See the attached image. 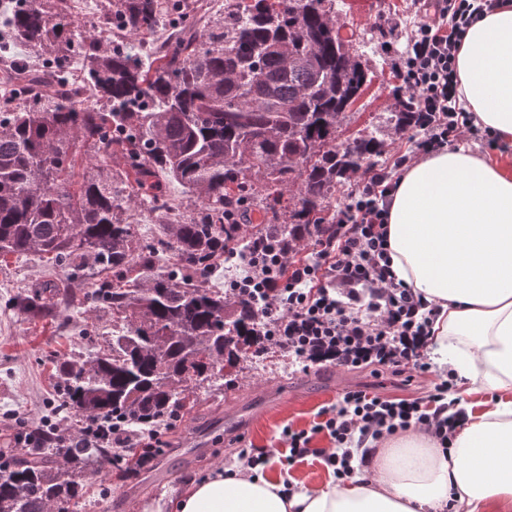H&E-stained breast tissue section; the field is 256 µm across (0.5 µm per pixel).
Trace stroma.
I'll use <instances>...</instances> for the list:
<instances>
[{"instance_id":"obj_1","label":"stroma","mask_w":512,"mask_h":512,"mask_svg":"<svg viewBox=\"0 0 512 512\" xmlns=\"http://www.w3.org/2000/svg\"><path fill=\"white\" fill-rule=\"evenodd\" d=\"M393 20L411 26L414 15L408 0H344L338 22L345 28L366 30L370 42L357 47L359 60L371 82L355 103L347 123L339 131L347 138L396 106V81L391 69L392 55L383 43L375 21ZM68 271L37 253L0 260V449L22 454L25 446L18 435L50 423L78 433L81 417L57 412L59 398L56 367L65 356L87 357L112 339V313L86 301L81 288H74L69 301L60 303L53 315L30 320L12 310L14 295L49 281L65 279ZM438 378L437 373L416 374L412 383L380 367L346 370L326 363L301 371L277 353L241 363L232 384L198 397L193 415L176 426L159 425L166 445L162 454L133 477L119 474L105 465L79 478L83 496L71 512H175V503L187 484L199 481L216 468L237 464L239 446L269 450L265 473L282 479L302 480L317 487L333 476L322 455L330 442L324 435L312 441L313 455L296 465H288V444L284 429L302 430L318 422L323 407L334 404L348 390L366 389L388 399L424 397ZM234 408L248 411L249 419L240 430L225 429L226 413ZM205 435L208 451L185 456L184 445L191 436ZM169 471L173 480L159 487L154 483L160 471Z\"/></svg>"}]
</instances>
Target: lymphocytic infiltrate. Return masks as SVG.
<instances>
[{
  "instance_id": "f902f5d3",
  "label": "lymphocytic infiltrate",
  "mask_w": 512,
  "mask_h": 512,
  "mask_svg": "<svg viewBox=\"0 0 512 512\" xmlns=\"http://www.w3.org/2000/svg\"><path fill=\"white\" fill-rule=\"evenodd\" d=\"M500 0H410L412 26L381 25L388 41H404L393 73L416 115L414 148L389 170H369L344 200L333 206L331 231L316 236L314 257L274 236L254 237L240 276L226 292L250 302L268 348L288 355L302 370L331 362L347 369L371 364L397 375L431 368L425 348L435 308L395 283L388 265L387 204L405 166L443 150L461 133L494 146L459 105L455 53L466 28ZM450 378L434 383L425 400H387L363 390L347 391L321 413L312 430H285L288 464L312 455L314 435L334 447L327 461L337 479L351 477L355 449L416 426L447 446L457 415L448 414Z\"/></svg>"
}]
</instances>
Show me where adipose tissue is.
I'll return each mask as SVG.
<instances>
[{"instance_id": "adipose-tissue-1", "label": "adipose tissue", "mask_w": 512, "mask_h": 512, "mask_svg": "<svg viewBox=\"0 0 512 512\" xmlns=\"http://www.w3.org/2000/svg\"><path fill=\"white\" fill-rule=\"evenodd\" d=\"M458 90L503 152L459 146L410 163L388 213L396 280L438 305L432 352L466 407L449 452L420 429L387 441L362 475L283 494L280 479L227 469L190 482L178 512H512V0L471 23Z\"/></svg>"}]
</instances>
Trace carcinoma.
<instances>
[{
  "mask_svg": "<svg viewBox=\"0 0 512 512\" xmlns=\"http://www.w3.org/2000/svg\"><path fill=\"white\" fill-rule=\"evenodd\" d=\"M16 2L9 38L43 65L16 63L0 77V257L51 256L121 319L106 347L60 362L61 405L127 429L189 414L186 390L218 386L263 344L252 305L208 287L225 245L245 234L224 223V207L257 208L259 232L297 242L329 230L338 186L359 172L335 143L368 81L352 61L361 33L341 34L336 0H224L204 30L185 0H115L103 14L111 29L174 27L143 61L80 24L69 0ZM74 55L78 83L61 74ZM413 119L401 100L347 141L376 158L385 130ZM78 144L96 168L79 179ZM168 181L188 195L186 213L160 221V252H146L132 212L165 216ZM168 251L176 268L164 271ZM64 297L49 281L10 305L44 318ZM138 460L64 446L47 431L23 458L0 453V512H69L80 473Z\"/></svg>",
  "mask_w": 512,
  "mask_h": 512,
  "instance_id": "carcinoma-1",
  "label": "carcinoma"
}]
</instances>
